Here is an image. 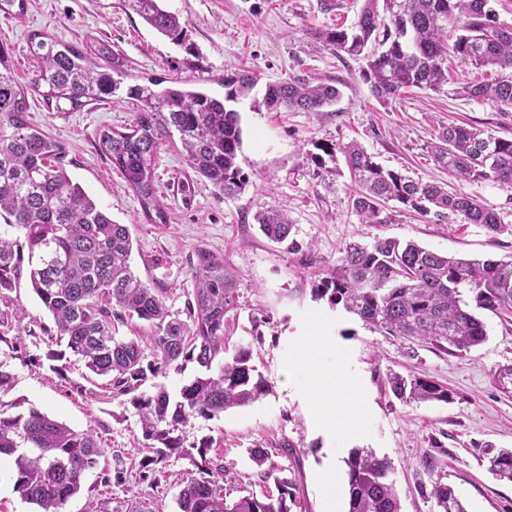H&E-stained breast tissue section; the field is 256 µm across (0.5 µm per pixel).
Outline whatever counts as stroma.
Here are the masks:
<instances>
[{"label":"stroma","mask_w":512,"mask_h":512,"mask_svg":"<svg viewBox=\"0 0 512 512\" xmlns=\"http://www.w3.org/2000/svg\"><path fill=\"white\" fill-rule=\"evenodd\" d=\"M364 0H163V7L188 24L187 41L178 46L126 9L124 0H27L22 16L0 15V44L11 50L15 79L29 84L28 37L46 32L58 41L88 46L110 43L125 59L138 83L156 77L194 79L220 97L224 74L253 73L258 83L237 109L242 129L239 162L250 184L234 197L196 182L191 197L180 186L193 172L177 144L162 146L155 167L158 193L169 221L149 223L121 173L99 149L101 130L131 126L128 104L90 105L59 116L39 98H29V122L69 147L67 170L113 218L128 225L134 240L133 269L145 282L165 289V301L183 310L194 288L190 262L197 250L222 256L239 272V297L229 312L230 345L251 346L255 364L269 385L268 394L217 418L197 416L184 430L185 446L214 441L223 457L225 488L258 495L275 493L274 483L258 482L250 448H269L276 475H295L299 512H323L319 474L326 456L299 401L286 383L310 396L335 389L337 402L358 403L353 418L360 438L341 448H369L393 464L402 512H434L419 484V460L439 459V474L465 503L468 512H512V482L493 478L482 460L485 445L512 449V392H502L491 373L512 365V323L481 312L487 340L462 357L372 332L355 315L314 299L312 290L333 268L348 243L373 244L376 237L414 241L427 249L473 259L512 256V188L491 182L458 183L499 213V233L478 224L419 221L397 215L389 224L360 223L350 209L352 189L344 162L316 169L310 157L324 146L352 140L377 163L412 179L448 182L445 170L429 154L438 125L457 123L512 137V112L478 99L445 97L411 89L388 102L378 101L359 73L362 60L336 56L318 38L320 30L352 25ZM320 77L335 81L341 96L319 112L266 111L254 108L270 82ZM287 209L293 222L292 245L268 240L253 220L259 208ZM22 313L29 330L22 349L0 343V368L14 377L1 399L9 414L36 408L82 430L93 427L109 451L135 457L141 447L140 423L129 403L96 396L98 377H86L81 361L71 359L66 377L54 373L45 358L47 330L54 321L33 292L27 276L0 294V313ZM331 330L332 352L319 358V375L285 370L306 326ZM429 377L452 390L453 403L405 404L391 393L388 371Z\"/></svg>","instance_id":"1"}]
</instances>
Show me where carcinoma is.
<instances>
[{
	"label": "carcinoma",
	"instance_id": "cac0c4a2",
	"mask_svg": "<svg viewBox=\"0 0 512 512\" xmlns=\"http://www.w3.org/2000/svg\"><path fill=\"white\" fill-rule=\"evenodd\" d=\"M162 0H125L147 25L181 45L187 23ZM497 0H365L353 26L319 32L336 54L362 57L360 78L386 101L409 88L486 100L501 111L512 109V27L500 22ZM34 79L20 85L0 46V220L23 233H0V290L12 288L22 268L57 329L47 349L50 368L62 376L67 355L103 379V396L130 403L139 413L146 446L134 462L137 491L127 487L123 456L107 458L92 427L75 430L36 408L7 415L0 401V454L14 457L11 478L22 500L38 512H66L88 475L104 489L132 497H103L86 512H160L162 478L175 456L191 462L176 497L178 512H293L294 480L273 477L265 467L268 452L251 449L257 477L274 479L277 495L230 496L224 488L223 459L211 455L213 439L187 448L182 429L198 415L215 418L254 403L268 385L253 363L249 346L229 347L226 314L238 297L237 272L206 250L190 264L196 288L185 308L173 312L164 288H153L132 270L133 241L126 224L112 220L71 179L67 146L27 120V98L36 96L54 112H78L88 105L133 101L135 118L126 132H100V150L136 193L147 221L165 224L168 215L157 195L155 163L161 146L178 137L196 176L225 197L246 189L249 177L239 163L242 129L232 104L247 97L256 79L248 72L224 77V98L177 84L162 90L150 80L119 95L124 64L106 42L80 49L40 32L29 37ZM464 61L494 73L491 80L448 88L449 65ZM340 90L323 81L290 79L266 84L254 102L268 111L319 112L333 105ZM435 164L459 182L490 181L512 187V139L464 125H440L430 146ZM341 153L355 183L350 195L362 224H390L394 214L411 212L429 221L453 214L462 224H480L491 233L503 225L494 209L461 191L414 180L383 168L361 145L327 146ZM398 204L389 211L390 203ZM255 223L271 240L284 242L293 224L288 211L261 208ZM313 295L356 315L371 330L447 355H461L486 341L478 311L503 320L512 317V258L470 260L448 257L412 241L378 237L370 246L346 245L336 266L321 277ZM145 328L136 330L138 324ZM133 335H119L120 328ZM195 363L201 372L182 386L177 399L163 385L142 387L150 379ZM393 395L406 404L445 402L454 394L435 380L389 372ZM493 476L512 481V449L487 457ZM348 512H401L388 457L358 448L347 459ZM436 512H467L454 489L441 478L420 485Z\"/></svg>",
	"mask_w": 512,
	"mask_h": 512
}]
</instances>
